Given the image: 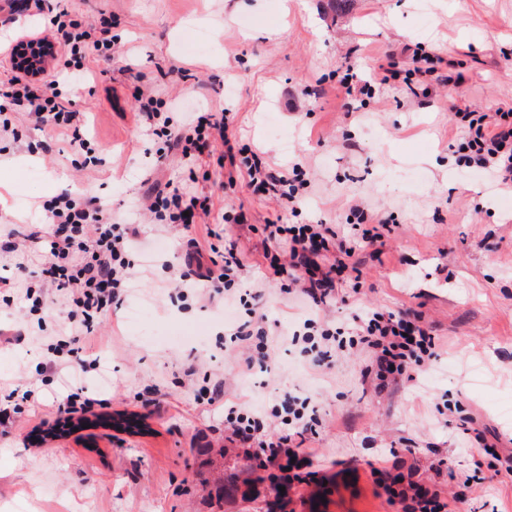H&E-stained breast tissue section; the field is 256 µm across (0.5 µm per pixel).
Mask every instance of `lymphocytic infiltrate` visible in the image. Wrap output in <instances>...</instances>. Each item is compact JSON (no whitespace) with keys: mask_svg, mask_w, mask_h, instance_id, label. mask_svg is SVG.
<instances>
[{"mask_svg":"<svg viewBox=\"0 0 512 512\" xmlns=\"http://www.w3.org/2000/svg\"><path fill=\"white\" fill-rule=\"evenodd\" d=\"M44 39L56 48L55 56L63 62L53 79L43 81L23 75L11 68L6 82L0 83V133H9L17 116H27L35 126H48L70 132L76 150L85 152V165L96 164L95 147L84 134L88 123L86 113L73 107L68 92L70 85L89 73L88 56H112V21L100 19L89 24L65 11L55 13L45 28ZM411 77V94L427 95L430 83L459 85L465 76L455 63H443L440 56L413 54L410 66H403L394 56H386L379 64L373 81L361 80L356 72H348L340 87L346 99L374 94L376 87L394 84L401 77ZM139 123L147 136L166 137L171 148L182 156L199 147L210 137L228 140L226 116L214 112H189L181 120L163 112V103L153 93L140 91L135 96ZM454 115L464 122L467 138L459 142L461 161L492 175L505 186L512 185V109L488 115L479 108H455ZM239 172L246 185L256 193L278 194L289 209H297L305 185V172L300 165L273 167L260 149H251L244 157ZM53 229L41 236L40 246L46 258L43 275L56 288L75 294V306L63 328L67 363L72 376H79L87 367L83 336L92 334L102 312L119 303L143 272L132 257L140 248V231L136 224H116L111 211L97 199H78L61 193L44 203ZM143 208L156 224L191 225L208 216L207 200L185 198L179 189L155 186L143 195ZM366 228L362 232L337 230L331 225L270 224L271 238L287 236L290 248L287 257L262 253L247 259L236 244L224 249L220 268L203 271L186 270L177 278L179 291L213 304L231 294L234 286L247 274L259 272L267 283L293 289L297 295L315 306H329L337 301L335 280L351 268L355 253L350 241L361 238L372 244L378 237L371 231L378 223L377 215L360 212ZM249 321L228 328L234 350L240 352L241 373L267 371L274 361L269 348L254 350L252 339L264 335L266 317L258 305H251ZM349 342L371 353L375 375L379 380L404 376L415 380L427 362L438 356L436 338L426 326L423 316L413 310L376 312L358 319L351 331H344L328 320L304 319L303 329L293 332L292 344L311 352L320 366H333L336 345ZM206 403L223 407L224 428L230 442L261 470L263 478L286 493L318 484L313 471L315 451L307 443L318 436L322 422L307 400L292 393L277 398L266 411H251L224 401V382L215 380L209 388ZM376 483L389 502L400 503L403 512H446L442 492L425 487L394 468L377 467Z\"/></svg>","mask_w":512,"mask_h":512,"instance_id":"f902f5d3","label":"lymphocytic infiltrate"}]
</instances>
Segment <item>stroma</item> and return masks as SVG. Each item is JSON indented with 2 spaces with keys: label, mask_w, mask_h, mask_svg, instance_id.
<instances>
[{
  "label": "stroma",
  "mask_w": 512,
  "mask_h": 512,
  "mask_svg": "<svg viewBox=\"0 0 512 512\" xmlns=\"http://www.w3.org/2000/svg\"><path fill=\"white\" fill-rule=\"evenodd\" d=\"M54 2L85 20L105 14L114 22L111 60L92 61L73 96L105 163L74 167L70 133L22 123L17 141H0V160L13 165V189L0 198V243L48 232L42 204L65 191L97 198L122 223L139 212L148 185L168 181L209 198V223L223 224L230 210L244 213V223L223 224L225 241L282 256L288 242L269 238L266 224L340 228L355 223L358 205L387 226L380 244H357L359 276L340 282L347 301L332 317L349 324L374 310L413 309L440 348L413 382L365 376L369 355L350 348L332 369L318 368L285 340L302 325L301 303L252 274L240 290L264 294L275 363L270 373L239 378L216 306L173 296L189 230L146 224L151 245L139 259L149 278L102 317L87 346L89 359L108 365L106 376L91 371L80 383L84 397L98 402L87 414L93 425L52 437L66 371L51 367L50 346L71 301L44 281L34 248L0 250V275L16 284L0 294V330L22 334L20 342L0 343V391L35 386L40 393L0 422V512H401L373 481L370 465L380 460L442 487L447 512H512V473L458 497L473 445L456 427L459 417L474 416L488 443L512 452V191L453 162L461 130L448 120L454 106L512 108V0ZM420 44L463 63L465 82L434 86L426 99L402 84L384 86L358 112L343 111L337 85L348 57L369 72L386 53ZM140 87L174 112H227L241 142L273 166L301 164L310 186L300 215L245 184L227 189L221 139L194 161L148 151L133 110ZM30 285L42 291L36 316L20 292ZM141 305L156 332L150 341L129 321ZM218 378L230 401L255 410L288 389L312 398L323 421L313 446L324 485L280 507L269 485L251 484V463L231 448L223 410L199 399ZM151 394L160 405H144ZM118 412L142 417L147 431L106 425Z\"/></svg>",
  "instance_id": "stroma-1"
}]
</instances>
